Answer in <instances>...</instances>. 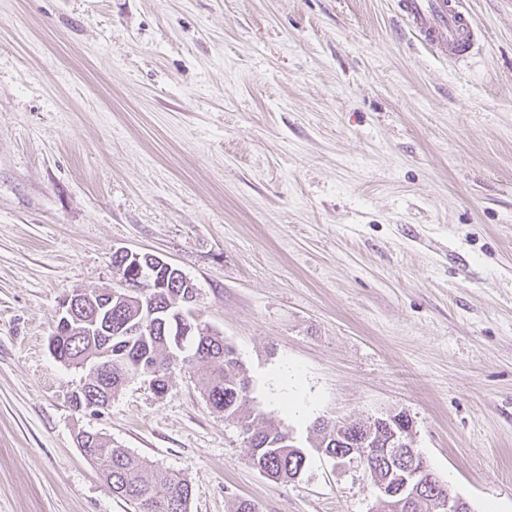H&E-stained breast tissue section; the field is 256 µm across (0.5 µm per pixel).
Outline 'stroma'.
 Segmentation results:
<instances>
[{
    "label": "stroma",
    "instance_id": "obj_1",
    "mask_svg": "<svg viewBox=\"0 0 512 512\" xmlns=\"http://www.w3.org/2000/svg\"><path fill=\"white\" fill-rule=\"evenodd\" d=\"M396 3L0 0V512H131L82 430L187 478L190 512H382L316 427L389 412L471 512H512V0H467L457 65ZM120 249L195 283L298 479L193 370L73 410L58 304Z\"/></svg>",
    "mask_w": 512,
    "mask_h": 512
}]
</instances>
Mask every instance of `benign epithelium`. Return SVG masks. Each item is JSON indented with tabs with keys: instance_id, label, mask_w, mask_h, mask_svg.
<instances>
[{
	"instance_id": "obj_1",
	"label": "benign epithelium",
	"mask_w": 512,
	"mask_h": 512,
	"mask_svg": "<svg viewBox=\"0 0 512 512\" xmlns=\"http://www.w3.org/2000/svg\"><path fill=\"white\" fill-rule=\"evenodd\" d=\"M118 255L125 256L129 265L127 272L120 275L119 283L123 291L117 292L111 288L98 290L93 294L88 292H72L65 294L58 307L57 322L59 329L71 330L75 325H84L90 329L99 327L98 315L101 311L112 306L113 300H135L141 306V324L157 322V319L168 315L169 308L156 306L154 296L148 293L150 288L167 287L168 277H176L174 283L187 288L183 298L182 308L175 311L173 333L177 336L206 335L204 324L194 313L190 304L193 302V282L177 267L162 258L148 254L146 256L121 249ZM386 428L388 431L387 445L389 449V467L396 473L380 475L367 466V461L374 456L372 448H351L345 455L340 453L326 456L336 460L342 458L349 463L358 462L367 467L381 498L388 501L393 512H411L423 498L427 487L435 484V477L426 467L424 460L410 452L411 425L395 414L377 417L372 420L371 427L362 431L365 439H370L375 427ZM437 512H470L469 504L452 495H441L435 499Z\"/></svg>"
}]
</instances>
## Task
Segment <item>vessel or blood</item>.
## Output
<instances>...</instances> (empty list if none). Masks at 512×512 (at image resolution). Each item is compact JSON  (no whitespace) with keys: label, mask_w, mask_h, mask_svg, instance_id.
Listing matches in <instances>:
<instances>
[{"label":"vessel or blood","mask_w":512,"mask_h":512,"mask_svg":"<svg viewBox=\"0 0 512 512\" xmlns=\"http://www.w3.org/2000/svg\"><path fill=\"white\" fill-rule=\"evenodd\" d=\"M409 29L449 60L467 58L474 50L478 29L465 8V0H399Z\"/></svg>","instance_id":"vessel-or-blood-1"}]
</instances>
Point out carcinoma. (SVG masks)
<instances>
[{
    "mask_svg": "<svg viewBox=\"0 0 512 512\" xmlns=\"http://www.w3.org/2000/svg\"><path fill=\"white\" fill-rule=\"evenodd\" d=\"M139 308L113 302L104 322L112 327V343L89 336L77 326L59 340L61 355L68 365L82 367L99 355L112 353L123 364L112 366V381L89 383L94 394L116 396L137 372V364L146 357L154 367V393L162 395L169 386L171 370L176 368L178 349L169 328L145 327L128 334L139 324ZM190 355L197 357L187 368H205L207 402L226 419L242 424L249 432L248 460L269 477L282 482L294 480L307 458L299 449L288 446L287 430L265 421L264 414L250 396V383L242 365L224 338L213 332L208 336H191L184 343ZM77 444L96 466L112 489V494L127 500L134 512H189L192 486L184 478L168 470L154 468L124 448H115L97 432L81 431Z\"/></svg>",
    "mask_w": 512,
    "mask_h": 512,
    "instance_id": "obj_1",
    "label": "carcinoma"
}]
</instances>
